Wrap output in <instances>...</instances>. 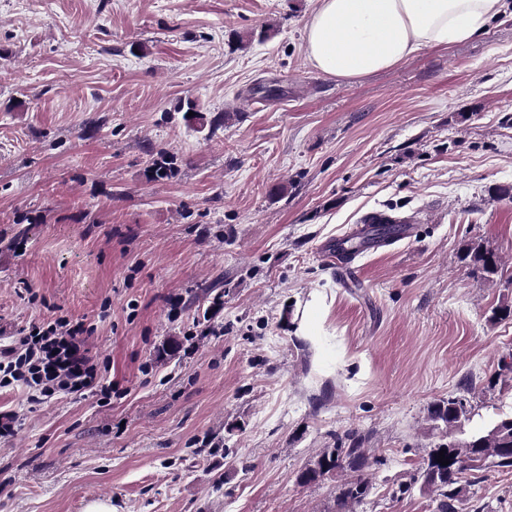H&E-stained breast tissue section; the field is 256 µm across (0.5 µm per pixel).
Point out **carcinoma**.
<instances>
[{
  "instance_id": "cac0c4a2",
  "label": "carcinoma",
  "mask_w": 512,
  "mask_h": 512,
  "mask_svg": "<svg viewBox=\"0 0 512 512\" xmlns=\"http://www.w3.org/2000/svg\"><path fill=\"white\" fill-rule=\"evenodd\" d=\"M186 111L194 115L184 116L199 129L207 126L216 128L224 123L225 114L212 120L187 103ZM177 172L173 157L165 151L156 152L149 168L152 180H166ZM400 225L391 219H378L365 224L357 236L361 243L381 242L399 236ZM464 259L481 267L484 273L491 276L498 272L499 261L496 254L478 244L465 249ZM471 409L462 398H449L434 403L429 409V422L433 429L442 433L444 442L429 454L426 462L413 474L409 486L418 487L420 493L438 497V512H458L464 488L460 484L461 475L466 471H480L489 468L512 469V416L501 417L484 430L465 434L464 426L470 420ZM362 438L354 433H346L336 437V447L323 453L313 464L299 475L302 483L318 480L330 472H351L337 486V503L342 509L362 503L369 491L367 472L378 463L377 458L368 454L361 447ZM445 451V458L450 464L443 466L437 462L439 451Z\"/></svg>"
}]
</instances>
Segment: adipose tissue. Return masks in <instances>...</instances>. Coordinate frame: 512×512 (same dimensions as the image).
Masks as SVG:
<instances>
[{
  "label": "adipose tissue",
  "instance_id": "1",
  "mask_svg": "<svg viewBox=\"0 0 512 512\" xmlns=\"http://www.w3.org/2000/svg\"><path fill=\"white\" fill-rule=\"evenodd\" d=\"M505 7V0H316L307 57L322 74L352 81L469 40Z\"/></svg>",
  "mask_w": 512,
  "mask_h": 512
}]
</instances>
